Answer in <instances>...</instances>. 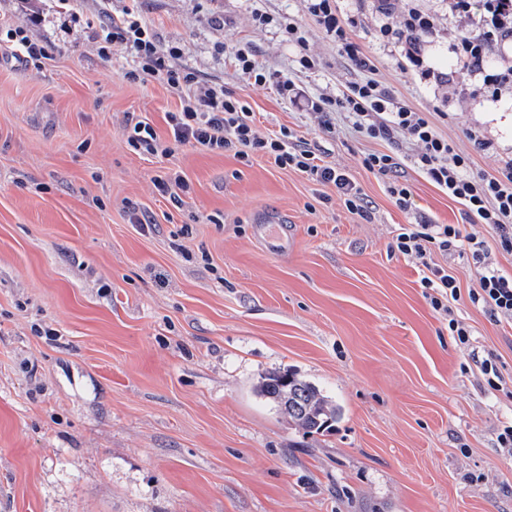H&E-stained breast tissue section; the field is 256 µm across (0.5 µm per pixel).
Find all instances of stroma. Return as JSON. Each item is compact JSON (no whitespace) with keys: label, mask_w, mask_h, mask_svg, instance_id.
I'll return each mask as SVG.
<instances>
[{"label":"stroma","mask_w":512,"mask_h":512,"mask_svg":"<svg viewBox=\"0 0 512 512\" xmlns=\"http://www.w3.org/2000/svg\"><path fill=\"white\" fill-rule=\"evenodd\" d=\"M433 16L422 70L384 41L377 0H337L353 38L401 103L435 113L436 129L476 172L512 155V98L471 93L448 44L466 27L448 0H392ZM95 0L59 13L55 0H0V16L46 43L41 67L0 56V512H512V321L464 295L448 334L413 259L391 253L402 224L476 227L422 177L404 139L360 136L246 84L232 54L253 47L275 78L335 95L360 74L306 0H142L143 19L175 64L245 100L260 132L287 126L344 169L369 202L349 212L336 189L258 157L191 146L165 158L133 151L126 123L167 138L175 94L128 82L133 61L99 56L85 33ZM271 16L260 26L254 11ZM298 25L305 47L289 43ZM310 55L314 70L299 60ZM493 152H474L467 129ZM397 157L414 193L409 212L366 170L371 151ZM180 174L183 208L154 180ZM150 215L134 224L131 211ZM284 216L293 244L263 248L258 211ZM195 222H188V215ZM504 379L490 389L479 359ZM292 370L339 408L331 430L289 426L259 393Z\"/></svg>","instance_id":"35a3bbf8"}]
</instances>
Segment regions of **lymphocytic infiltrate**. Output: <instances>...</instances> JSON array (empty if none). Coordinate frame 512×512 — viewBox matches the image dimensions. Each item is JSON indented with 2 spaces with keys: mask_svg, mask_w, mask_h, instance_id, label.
I'll return each instance as SVG.
<instances>
[{
  "mask_svg": "<svg viewBox=\"0 0 512 512\" xmlns=\"http://www.w3.org/2000/svg\"><path fill=\"white\" fill-rule=\"evenodd\" d=\"M315 22L336 43L351 63L365 72L363 81L349 84L336 96L307 99V110L319 114L325 128H332L334 115L349 119L363 137L391 141L405 138L414 145L412 166L452 200L461 203L469 217L488 227L500 248L512 253V157L500 159L494 172H476L468 155L456 151L448 138L440 135L428 113L398 105L376 80L374 58L351 35L355 19L343 18L334 0H308ZM112 0H100V10L87 19L91 40L100 55L113 46L130 54L135 66L126 72L129 82L154 78L167 84L179 98L181 109L167 115L168 140H160L145 121L130 124L127 143L136 151L159 158L174 147L189 145L207 151L233 153L242 162L257 156L267 157L282 169L307 174L313 181L334 184L346 209L367 216L368 201L362 189L345 172L324 160L320 153L303 146L301 138L288 127L260 134L254 115L239 98L225 92L223 85L202 84L197 73L173 64L178 48L161 50L152 29L143 21L139 0H130L120 13H113ZM452 13L471 19L472 30L455 36L449 49L458 72L473 78V93L491 101L512 95V54L505 50L512 43V0H451ZM432 17L409 8L400 23L387 21L379 28L383 39L405 45L404 57L412 67L422 64L419 43L432 34ZM0 42L12 58L40 66L49 59L46 44L33 40L24 27L0 18ZM365 169L389 177L387 192L394 205L409 212L414 194L408 183L395 179L399 162L394 155L373 152L363 156ZM392 251L415 259L420 267V285L429 292L431 307L448 319V334L458 344H467L469 328L451 308L461 294L456 280L432 261L433 252L460 251L471 258L479 275L478 285L470 289V302L494 317L512 320V275L492 262L483 235L462 234L454 224H403L391 246Z\"/></svg>",
  "mask_w": 512,
  "mask_h": 512,
  "instance_id": "f902f5d3",
  "label": "lymphocytic infiltrate"
}]
</instances>
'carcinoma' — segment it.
<instances>
[{"label":"carcinoma","mask_w":512,"mask_h":512,"mask_svg":"<svg viewBox=\"0 0 512 512\" xmlns=\"http://www.w3.org/2000/svg\"><path fill=\"white\" fill-rule=\"evenodd\" d=\"M261 395L276 403L288 416V423L305 434L329 430L338 419V410L314 385L293 373L273 372L262 381Z\"/></svg>","instance_id":"obj_1"}]
</instances>
